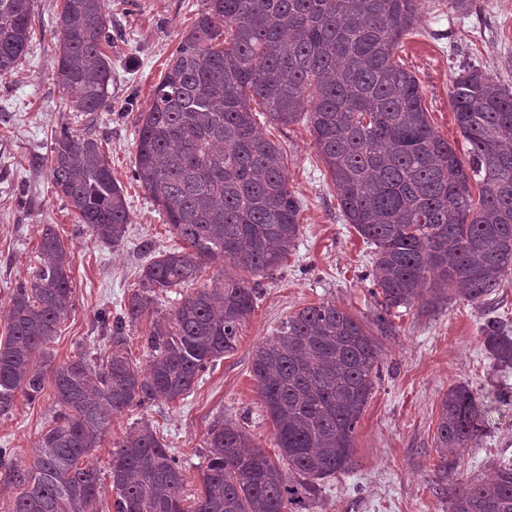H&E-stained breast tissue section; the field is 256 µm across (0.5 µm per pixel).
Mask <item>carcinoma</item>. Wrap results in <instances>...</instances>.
<instances>
[{
  "instance_id": "obj_1",
  "label": "carcinoma",
  "mask_w": 512,
  "mask_h": 512,
  "mask_svg": "<svg viewBox=\"0 0 512 512\" xmlns=\"http://www.w3.org/2000/svg\"><path fill=\"white\" fill-rule=\"evenodd\" d=\"M33 0H0V76L27 52ZM417 0H207L137 118L134 178L161 207L173 244L142 269L121 312L101 313L95 352L54 363L47 351L73 310L71 255L55 226L39 230L29 279L15 288L0 339V416L18 396L53 384L52 417L29 463L0 469L17 490L11 512H315L329 478L353 461L355 427L380 374L376 335L392 312L432 309L453 294L483 305L512 274V89L477 66L449 97L465 156L428 121L415 75L393 61L416 25ZM107 0H64L56 77L64 108L84 120L52 137L54 192L91 239L117 243L131 223L121 186L93 132L112 110ZM307 121L346 223L375 246L376 332L334 302L305 306L257 346L251 373L274 425L270 456L231 420L208 428L200 492L184 497L180 460L147 420L112 444L102 473L93 452L112 418L163 398L183 400L235 351L258 282L198 284L222 259L250 275L281 267L300 238V204L284 154L259 130ZM186 289L168 313L159 296ZM148 365L127 356V328L145 319ZM491 357L512 367V317L480 327ZM478 394L448 389L435 434L439 470L486 426ZM110 482H104L105 478ZM448 512H512V463L453 489Z\"/></svg>"
}]
</instances>
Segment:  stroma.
<instances>
[{
  "instance_id": "stroma-1",
  "label": "stroma",
  "mask_w": 512,
  "mask_h": 512,
  "mask_svg": "<svg viewBox=\"0 0 512 512\" xmlns=\"http://www.w3.org/2000/svg\"><path fill=\"white\" fill-rule=\"evenodd\" d=\"M418 3V22L394 58L416 76L435 132L462 153L466 144L450 106L451 80L471 64L512 87V0H474L466 15L448 0ZM108 4L112 109L99 113L94 131L130 210L123 242H98L83 233L40 164L56 131L79 128L56 81L63 0H34L29 50L11 74L0 76V336L13 292L34 264L39 227L54 225L72 255L75 301L49 346L58 362L73 358L79 345H92L100 334L97 312L118 311L137 289L142 267L171 244L164 215L133 178L136 121L150 108L168 59L206 8L205 0H141L135 9L127 0ZM252 108L260 131L286 157L288 186L301 203L298 246L261 278L236 350L206 372L185 400L159 399L114 418L109 444L94 457L107 468L112 442L132 423L149 419L184 462L189 496L201 487L199 464L214 419L234 420L265 452L274 450V429L250 372L255 348L310 304L335 302L366 323L377 308L370 292L374 248L344 221L307 123L282 126L270 122L260 102ZM483 313L481 306L452 298L432 312L414 306L393 317L396 332L381 340L380 377L358 422L353 464L328 480L316 512H448L447 486L488 477L500 461L512 459V368L486 351L479 331ZM456 385L481 394L488 424L456 455L455 475L446 479L434 436L442 399ZM51 402L48 393L33 402L18 399L11 415L0 416V448L29 461Z\"/></svg>"
}]
</instances>
